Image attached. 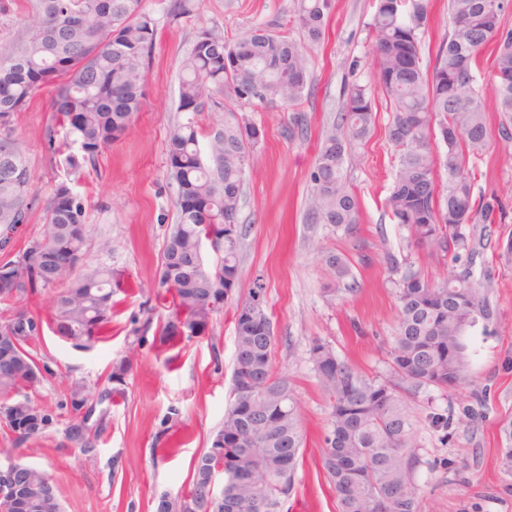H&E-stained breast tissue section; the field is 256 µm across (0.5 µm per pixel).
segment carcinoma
<instances>
[{
    "label": "carcinoma",
    "instance_id": "cac0c4a2",
    "mask_svg": "<svg viewBox=\"0 0 512 512\" xmlns=\"http://www.w3.org/2000/svg\"><path fill=\"white\" fill-rule=\"evenodd\" d=\"M509 0H448L451 31L436 54L431 75L423 72L419 34L429 21L431 0H379L369 23L375 43L374 90L391 110L388 139L397 157L387 199L393 218L410 243L442 252L457 264L471 259L476 232L491 236L502 219L494 196L473 194L474 174L466 156L489 146L485 106L476 84L483 79L495 95L500 120L495 137L512 143V28L501 16ZM196 0H171L170 22L196 14ZM295 17L308 42L324 35L331 0H295ZM85 25L66 29L68 14ZM24 36L0 40V227L8 235L27 220L32 177L13 117L37 91L53 89L52 108L66 145L77 151L62 163L77 169L125 133L145 100L146 65L157 27L143 0H30L21 18ZM491 50L493 63L481 66ZM308 58L303 45L264 30L231 41L211 30L199 32L180 64L178 110L201 112L216 94L238 106L277 105L295 110L307 90ZM345 104L321 135L307 200V219L332 224L350 235L361 223L359 202L345 174L355 147L374 126L371 90L353 83ZM224 130L201 148L203 132L193 121L175 124L166 151L175 184L178 223L163 252L158 285L171 292L172 307L163 339L197 338L239 287L242 228L239 203L254 151L257 129L232 108L224 109ZM482 228H477V225ZM86 208L68 184L54 189L42 238L14 260L24 280L18 293L0 287V303L13 313L0 323V423L11 435V455L41 436L51 416L36 406L47 366L29 345L43 331L42 318L25 302L39 288L64 287L49 305L51 330L77 347H89L112 315L110 269L81 274L86 243ZM210 241L215 266L192 262ZM250 288L235 309L232 399L210 447L193 464L186 497L192 507L162 495L158 512H284L302 458L303 435L288 380L274 374L271 320ZM399 320L390 351L391 367L412 387L462 388L470 384L464 334L489 316L467 273L450 272L429 283L408 271L397 288ZM319 385L330 402L321 467L336 495L337 512H418L412 477L414 442L407 404L395 386L369 378L334 349L316 340L310 349ZM112 390L94 393L83 383L70 387L71 417L65 438L91 456L96 448L92 395L103 401ZM500 463L512 474V418L500 426ZM224 487L212 491L217 471ZM0 512H60L53 479L35 469L20 472L0 497Z\"/></svg>",
    "mask_w": 512,
    "mask_h": 512
}]
</instances>
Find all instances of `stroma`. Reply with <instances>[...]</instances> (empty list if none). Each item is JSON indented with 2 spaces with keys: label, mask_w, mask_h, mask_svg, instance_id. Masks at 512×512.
<instances>
[{
  "label": "stroma",
  "mask_w": 512,
  "mask_h": 512,
  "mask_svg": "<svg viewBox=\"0 0 512 512\" xmlns=\"http://www.w3.org/2000/svg\"><path fill=\"white\" fill-rule=\"evenodd\" d=\"M376 4L333 0L323 39L308 45L313 93L300 106L306 137L289 136L290 115L280 108H243L261 137L240 203L241 286L225 299L223 314L206 334L190 341L158 339L172 301L158 286L161 258L177 220L166 141L174 123L190 119L213 135L224 127V108L179 111V64L203 28L236 40L263 27L304 41L294 21V0H199L196 15L177 26L168 25L163 0H144L158 36L146 68L143 108L124 136L79 170L60 164L45 145V130L55 123L50 88L15 114L34 188L28 221L0 247V262L16 259L40 237L47 201L57 183L66 181L86 204L85 266L119 275L112 319L91 348H75L48 329L31 346L49 369L33 400L54 422L13 459L52 476L62 512H155L161 494L187 492L193 461L209 448L224 418L232 390L234 312L256 282L275 330L273 368L293 389L303 434L288 505L291 512H336L320 463L329 400L310 348L314 341L326 342L366 375L388 378L402 273L411 267L437 281L452 269L444 254L408 247L405 230L387 206L396 157L387 135L391 114L381 95L372 97V134L347 167L360 204L358 232L347 236L305 216L321 132L341 111L345 86L371 79L375 57L367 24ZM449 28L448 0H433L422 35L425 72H432ZM470 164L477 171L475 195L498 196L500 228L512 232V146L492 144ZM330 254L346 259L347 276L337 277L326 261ZM469 271L490 311L465 338L471 383L447 390L423 386L407 396L419 512H512V475L501 470L498 455L500 422L512 416V262L499 258L489 237L476 245ZM123 359L131 369L112 399L96 405V453L86 456L63 437L69 388L77 381L106 384ZM469 406L476 407L475 417L464 415ZM438 416L447 418V426L435 424Z\"/></svg>",
  "instance_id": "35a3bbf8"
}]
</instances>
